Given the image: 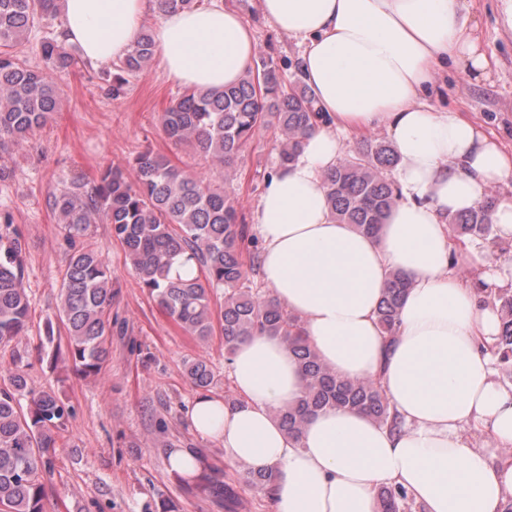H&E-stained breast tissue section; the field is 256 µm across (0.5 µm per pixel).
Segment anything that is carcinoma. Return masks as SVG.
Masks as SVG:
<instances>
[{"instance_id":"carcinoma-1","label":"carcinoma","mask_w":512,"mask_h":512,"mask_svg":"<svg viewBox=\"0 0 512 512\" xmlns=\"http://www.w3.org/2000/svg\"><path fill=\"white\" fill-rule=\"evenodd\" d=\"M57 0H0V153L33 135L58 109L60 94L54 71L77 64L67 52L63 33L47 32L36 50L49 69L32 66L15 48L29 41L42 23L58 18ZM158 54L152 34L142 31L127 54L113 65L112 95L124 92L128 76L141 73ZM320 118L314 99L297 82L285 85L271 63L246 72L236 84L216 89H189L161 113L164 132L176 144L198 153L209 166L200 177L173 165L166 157L144 152L132 162L134 179L107 167L92 188L79 176L50 193L66 237L87 235L94 224H109L122 245L126 262L142 287L186 333L208 339L215 328L233 351L254 334L281 338L305 378L302 395L276 410L282 426L301 433L309 416L331 408L360 410L393 429L399 428L382 390L370 380L344 379L324 365L301 335L297 320L284 305L248 285V270L258 260L255 240L239 215L236 201L224 190L233 165L263 129L279 134L277 165L296 160L304 138ZM396 156L390 142L369 137L352 155L342 157L325 174L333 218L357 231L376 236L397 203L390 172ZM490 194L474 209L448 217L460 237L486 240L492 234ZM193 260L199 273L192 279L171 276L180 259ZM409 279L389 274L378 318L391 334ZM222 290L224 303L212 305ZM112 271L103 251L86 246L69 254L59 288L54 318L45 321L40 346L49 350L50 364H63L84 378H98L109 357L112 337ZM501 328L495 343L498 363L512 365V293L497 297ZM30 298L24 282L22 243L10 213L0 214V345L20 341L28 332ZM60 324L65 336L55 334ZM197 389L214 384V374L200 359L185 363ZM70 415L53 388L28 389L23 355L0 367V512H46L44 475L53 469L55 433ZM271 472L247 470L245 482L270 492ZM380 512H408L404 489L386 486L379 492Z\"/></svg>"}]
</instances>
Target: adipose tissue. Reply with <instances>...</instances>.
<instances>
[{
    "label": "adipose tissue",
    "mask_w": 512,
    "mask_h": 512,
    "mask_svg": "<svg viewBox=\"0 0 512 512\" xmlns=\"http://www.w3.org/2000/svg\"><path fill=\"white\" fill-rule=\"evenodd\" d=\"M303 45L300 76L326 118L295 162L277 168L252 220L260 277L338 376L370 379L398 429L356 410H324L300 435L275 416L304 379L279 337L239 342L229 361L236 401L202 394L187 413L230 462L276 475L275 512H379L381 486L420 512H502L512 499V383L494 370L498 294L512 292V195L489 212L491 242L460 241L448 218L512 177V150L455 109L423 105L438 72L478 81L492 66L470 0H259ZM149 0H62L65 40L99 65L125 56ZM168 78L237 83L253 62L251 27L232 5L161 13L153 31ZM382 128L398 159L399 199L378 236L337 223L324 175L343 137ZM410 280L393 334L378 322L387 275Z\"/></svg>",
    "instance_id": "1"
}]
</instances>
